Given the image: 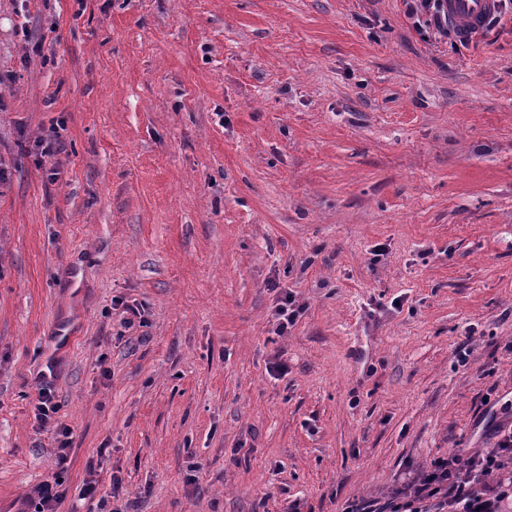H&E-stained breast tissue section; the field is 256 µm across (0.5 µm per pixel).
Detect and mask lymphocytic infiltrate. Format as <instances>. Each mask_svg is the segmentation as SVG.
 Here are the masks:
<instances>
[{"instance_id": "f902f5d3", "label": "lymphocytic infiltrate", "mask_w": 512, "mask_h": 512, "mask_svg": "<svg viewBox=\"0 0 512 512\" xmlns=\"http://www.w3.org/2000/svg\"><path fill=\"white\" fill-rule=\"evenodd\" d=\"M496 446L471 457V467L452 455L430 472L408 480L384 503H365L346 512H504L512 502V428H499ZM59 469L35 489L33 512H59L64 500L62 473L70 461V442L57 448Z\"/></svg>"}]
</instances>
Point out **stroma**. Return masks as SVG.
Here are the masks:
<instances>
[{"mask_svg":"<svg viewBox=\"0 0 512 512\" xmlns=\"http://www.w3.org/2000/svg\"><path fill=\"white\" fill-rule=\"evenodd\" d=\"M510 424L512 0H0V512L60 425L76 512H344ZM412 16L424 17L425 26H431L442 36L450 37L448 24L460 32L482 28L486 20L499 8L500 0H412ZM443 2L448 16L446 17ZM300 307L295 305V300L292 297H286L284 300L275 307L274 310V321L275 331L279 335L288 333V329L292 328L297 318L299 317Z\"/></svg>","mask_w":512,"mask_h":512,"instance_id":"stroma-1","label":"stroma"}]
</instances>
